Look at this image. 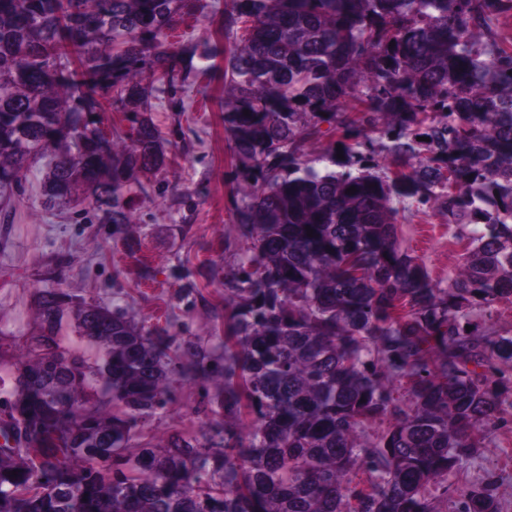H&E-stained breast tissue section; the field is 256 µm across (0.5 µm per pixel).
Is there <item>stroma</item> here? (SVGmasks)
<instances>
[{
    "mask_svg": "<svg viewBox=\"0 0 512 512\" xmlns=\"http://www.w3.org/2000/svg\"><path fill=\"white\" fill-rule=\"evenodd\" d=\"M224 0H203L177 32L183 40L224 45L217 29ZM184 109L171 111L164 98L148 114L165 140L168 160L157 172L137 174L142 188L129 202V240L90 219L75 202L42 204L46 160L8 193L9 223H0V377L10 376L25 342L39 335L37 292L62 289L71 302L56 323L60 351L93 362L101 350L80 336L74 308L97 302L137 327L168 328V341L224 355V272L247 242L234 222L230 196L236 190L224 132V59L195 61L188 71ZM399 241L438 287H447L462 263L468 240L438 207L401 204ZM174 401L145 416L132 447L158 448L174 434L191 436L210 417L219 392L215 382L183 378L172 371ZM479 451L449 476V495L432 490L437 512H456L458 486L493 477L500 512H512V394L497 406L494 425L472 435Z\"/></svg>",
    "mask_w": 512,
    "mask_h": 512,
    "instance_id": "obj_1",
    "label": "stroma"
}]
</instances>
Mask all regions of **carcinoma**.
Masks as SVG:
<instances>
[{"label":"carcinoma","instance_id":"1","mask_svg":"<svg viewBox=\"0 0 512 512\" xmlns=\"http://www.w3.org/2000/svg\"><path fill=\"white\" fill-rule=\"evenodd\" d=\"M191 4L0 0V188L49 157L45 204L73 199L126 238L124 193L165 163L144 99L183 111L182 73L216 56L167 42ZM511 11L224 0V130L244 189L231 204L248 247L224 272L223 361L86 302L78 328L103 357H70L54 337L66 294L39 290L48 334L30 338L0 412L48 452L37 466L0 449V512H434L429 486L448 489L509 391L494 370L512 365V337L487 338L472 312L512 296V42L495 38ZM108 111L130 137L103 147ZM325 122L341 135L319 169L306 145ZM406 201L474 226L446 288L400 246L393 203ZM174 362L222 381L212 418L129 456L139 419L171 402ZM389 415L362 445L359 429ZM456 492L462 512H499L488 484Z\"/></svg>","mask_w":512,"mask_h":512}]
</instances>
